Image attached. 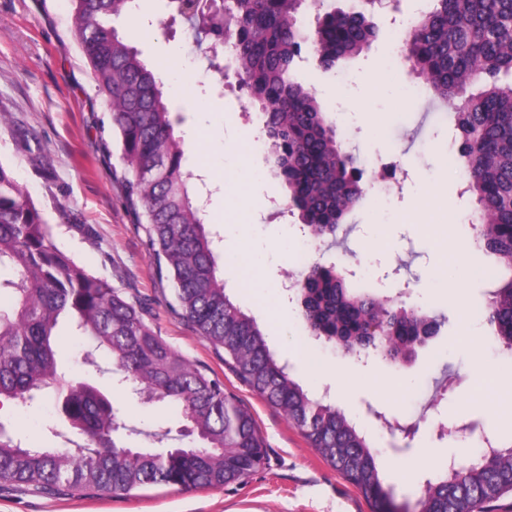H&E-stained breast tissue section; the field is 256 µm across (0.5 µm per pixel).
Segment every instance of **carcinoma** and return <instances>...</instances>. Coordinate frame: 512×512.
Masks as SVG:
<instances>
[{"label": "carcinoma", "instance_id": "obj_1", "mask_svg": "<svg viewBox=\"0 0 512 512\" xmlns=\"http://www.w3.org/2000/svg\"><path fill=\"white\" fill-rule=\"evenodd\" d=\"M72 2L76 38L120 150L127 204L146 225L150 254L166 268L180 315L379 512L385 492L372 442L340 408L290 376L255 318L226 292L186 148L175 136L181 115L156 68L113 26L138 8L136 0ZM169 7L170 21L188 25L206 46L232 41L233 72L262 112L268 161L286 188L287 208L299 211L316 241L335 238L366 194L364 170L327 120L322 99L295 77V63L306 50L326 72L348 66L377 39V3L355 0L337 12H316V46L299 23H288L300 19L299 0H224L223 11L210 15L198 13L192 0ZM404 52L417 78L441 97L468 90L474 74H483L451 121L475 197L476 251L493 284L489 333L512 352V0H433L409 30ZM110 143H102L107 153ZM2 268L11 278L0 280L10 295L0 308V399L26 406L48 389L54 412L86 442L36 448L0 425L1 486L50 497L75 490L121 497L151 486L224 488L263 466L264 441L249 408L158 336L140 305L58 249L50 225L0 163ZM337 271L318 263L306 277L309 295L299 311L309 335L325 343L358 336L368 352L383 346L389 361L400 363L418 335L416 320L397 317L399 307L357 291ZM387 319L397 328L386 341L371 329ZM62 320L112 361L120 382L192 424L198 441L164 451L127 446L112 401L59 365L54 332ZM509 492L512 446L497 445L426 480L420 510L469 512Z\"/></svg>", "mask_w": 512, "mask_h": 512}]
</instances>
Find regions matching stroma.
<instances>
[{
    "label": "stroma",
    "mask_w": 512,
    "mask_h": 512,
    "mask_svg": "<svg viewBox=\"0 0 512 512\" xmlns=\"http://www.w3.org/2000/svg\"><path fill=\"white\" fill-rule=\"evenodd\" d=\"M168 13L166 0H148L146 15L154 34L134 38L132 44L146 63L174 49L188 65L194 88L210 109L197 111L176 96L171 103L183 116V128L204 126L202 142L190 156L192 163L203 165L223 152L225 132L262 135L263 118L245 94L235 92L233 74L203 79L199 46L187 26L164 29ZM377 23L378 39L348 68L349 86L338 85L335 74L310 64L299 69L303 82L324 100H342L345 110L332 114L333 123L351 127L350 148L388 164L396 184L386 204L366 195L335 246H322L315 259L363 269V282L388 299L445 316L440 335L411 364L397 367L383 360L363 365L306 339L298 306L279 286L295 273L289 232L300 222L298 214L270 212L272 200L285 197L282 183L267 177L244 187L238 165L219 166L221 188L210 211L216 223L247 207L248 236L242 243L265 259L262 288L242 287L234 272L225 270L231 299L256 318L271 351L288 361L293 379L314 396L330 394L372 441L391 502L401 512H418L425 478L434 477L449 460L465 462L475 455L461 424L474 422L503 442L512 441V407L474 393L476 376L512 377V358L466 337L480 320L490 289L483 257L468 252V274L457 285L439 271L440 238L457 228L462 207L475 205L473 197H462L457 171L448 161L450 110L426 97L416 111L397 96V87L415 82L416 76L410 67L391 65L390 13H379ZM371 72L381 80L372 96L362 87ZM0 113L5 116L0 162L10 165L41 210L54 243L137 301L147 311V322L172 348L247 404L266 446L264 465L227 488L154 486L124 497L50 498L0 487V512H372L300 430L245 385L223 352L179 315L170 280L149 256L145 227L127 207L120 158L99 148L110 135L108 114L74 35L72 0H0ZM457 291L462 294L458 302L453 299ZM56 350L68 373L94 376L107 389L130 443L184 446L182 419L112 385V364L100 351L65 328L56 338ZM0 424L23 443L41 448L69 447L74 436L46 400L27 408L5 401Z\"/></svg>",
    "instance_id": "stroma-1"
}]
</instances>
